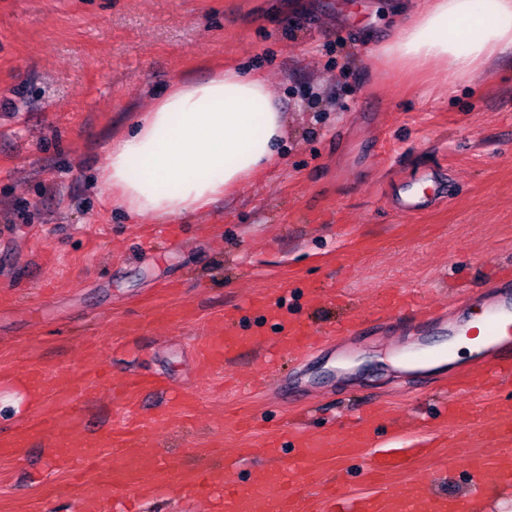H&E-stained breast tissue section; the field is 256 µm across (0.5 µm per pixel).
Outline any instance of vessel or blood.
Listing matches in <instances>:
<instances>
[{"mask_svg": "<svg viewBox=\"0 0 512 512\" xmlns=\"http://www.w3.org/2000/svg\"><path fill=\"white\" fill-rule=\"evenodd\" d=\"M484 296L483 332L492 360L455 379L438 422L467 463V497L439 490V482L453 468L448 461L441 462L432 481L413 482L405 495L391 493L388 483L434 450L415 437L400 447L380 442L383 413L378 409L360 413L344 430L312 436L295 428L284 437L270 436L260 453L272 464L263 483L255 485L226 483L215 469L194 467L176 456H149L142 433L135 430L110 431L90 441L74 439L70 428L82 411L81 371L74 372L66 385L50 390L49 404L34 425L46 432L56 462L80 475L72 492L85 512H95L98 503L127 489L161 495L177 486L211 498L216 512H474V498L484 491H512V281L496 282ZM383 310L393 320L410 314L427 325L434 319L430 309L402 292L389 295ZM314 336L309 324L291 320L281 323L273 346L282 354L299 355L311 349ZM261 346L256 337L228 332L218 323L201 342L199 355L206 365L220 370ZM461 390L479 391L491 400L492 419L482 420L480 405L459 399ZM348 464L368 484V491L322 481L325 472ZM89 469L95 470V477L83 479Z\"/></svg>", "mask_w": 512, "mask_h": 512, "instance_id": "obj_1", "label": "vessel or blood"}]
</instances>
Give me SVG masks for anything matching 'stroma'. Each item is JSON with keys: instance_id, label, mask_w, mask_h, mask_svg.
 Wrapping results in <instances>:
<instances>
[{"instance_id": "obj_1", "label": "stroma", "mask_w": 512, "mask_h": 512, "mask_svg": "<svg viewBox=\"0 0 512 512\" xmlns=\"http://www.w3.org/2000/svg\"><path fill=\"white\" fill-rule=\"evenodd\" d=\"M401 0H0V438L34 420L12 415L10 378L37 367L65 383L104 374L81 403L84 436L140 428L144 450L195 462L222 438L230 482L265 471L248 451L303 414L308 434L346 426L351 410L386 411L382 439L415 435L441 407V377L413 350L447 346L483 289L512 267V53L449 87L440 63L411 72L381 47L408 19ZM235 69L266 80L286 114L280 158L209 206L170 221L132 216L100 174L114 138L177 81ZM426 186L422 214L399 200ZM347 291L366 334L284 362L260 392L258 356L201 367L195 342L220 320L273 336L259 298L317 326ZM406 289L453 312L432 328L377 318ZM158 375L169 390L135 407L110 386ZM176 392L195 405L171 411ZM67 471L40 437L0 457V512H79ZM129 512H211L183 489Z\"/></svg>"}]
</instances>
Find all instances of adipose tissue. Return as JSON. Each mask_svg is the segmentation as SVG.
Returning <instances> with one entry per match:
<instances>
[{
  "instance_id": "1",
  "label": "adipose tissue",
  "mask_w": 512,
  "mask_h": 512,
  "mask_svg": "<svg viewBox=\"0 0 512 512\" xmlns=\"http://www.w3.org/2000/svg\"><path fill=\"white\" fill-rule=\"evenodd\" d=\"M512 49V0H429L381 48L389 62L420 70L437 61L448 80L471 79ZM285 114L263 79L233 69L173 85L115 138L101 175L134 216L172 220L207 206L277 161Z\"/></svg>"
}]
</instances>
